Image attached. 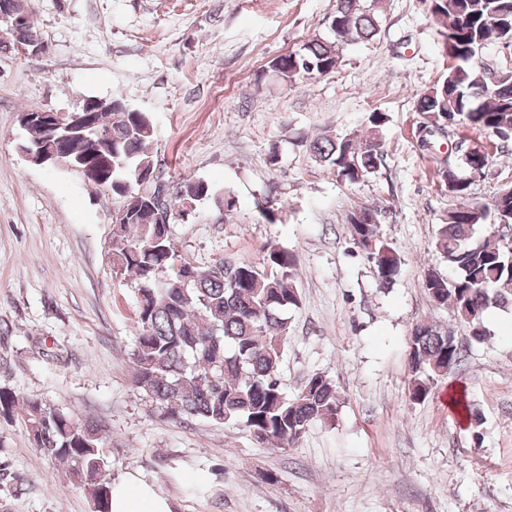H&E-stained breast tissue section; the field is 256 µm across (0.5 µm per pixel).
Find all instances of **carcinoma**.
Returning a JSON list of instances; mask_svg holds the SVG:
<instances>
[{
    "instance_id": "obj_1",
    "label": "carcinoma",
    "mask_w": 512,
    "mask_h": 512,
    "mask_svg": "<svg viewBox=\"0 0 512 512\" xmlns=\"http://www.w3.org/2000/svg\"><path fill=\"white\" fill-rule=\"evenodd\" d=\"M4 1L25 18L23 35L33 34L24 0L0 3ZM426 2L441 22L438 34L451 37L450 43L441 44L451 64L445 78L419 97L422 146L434 145L435 128L444 123L512 140V73L502 72L494 85L479 58L451 53L458 46L476 48L512 39V0ZM330 31L327 39H313L299 51L274 58L271 69L289 82L332 72L344 45L371 41L378 34L379 20L359 0H338ZM111 100L112 111L90 113L93 129L112 131V142L101 145L108 166L87 179L121 202L131 188L142 202L135 210L113 211L109 245L114 275L130 281L138 293L135 386L173 419L240 424L259 443L277 449L290 446L315 422L333 423L341 395L328 377L313 374L292 395L274 382L289 330L288 310L300 304L297 255L271 244L261 270L244 261H218L202 270L178 258L169 225L154 223V213L165 212L174 220L184 214L178 203L207 200L215 195L214 188L204 179L184 178L176 191L169 190L152 151L151 116L131 108L120 96ZM386 122V114L371 112L362 141L323 134L313 139L309 150L338 178L358 184L382 164L381 132ZM88 148L85 137L66 140L60 144L62 161L70 162ZM489 162V153L475 147L463 159V167L469 170ZM437 172L458 204L448 209L434 239L448 273L428 269L423 286L437 305L455 312L470 336L481 340L486 337V310L512 306V191L481 204L470 199V181L455 163L448 161ZM346 221L354 244L364 245L362 252L375 269L379 286L391 287L401 257L378 235V212L361 207L349 212ZM480 227L489 234L477 236ZM409 363L410 398L423 400L437 379L461 363L453 332L416 326ZM19 411L32 445L44 457L70 466L72 476L89 491L95 512H110L113 484L104 479L110 462L103 451V426L0 389V417L11 418Z\"/></svg>"
}]
</instances>
